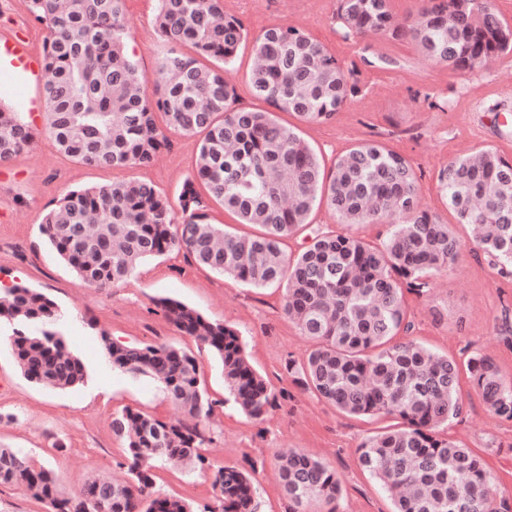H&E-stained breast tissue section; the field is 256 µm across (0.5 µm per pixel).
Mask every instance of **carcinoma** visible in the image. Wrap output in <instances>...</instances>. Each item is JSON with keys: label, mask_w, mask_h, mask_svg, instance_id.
Masks as SVG:
<instances>
[{"label": "carcinoma", "mask_w": 512, "mask_h": 512, "mask_svg": "<svg viewBox=\"0 0 512 512\" xmlns=\"http://www.w3.org/2000/svg\"><path fill=\"white\" fill-rule=\"evenodd\" d=\"M125 2L28 0L33 19L48 30L43 128L59 152L83 164L148 167L169 146L161 114L170 130L203 134L195 172L176 207L144 182L70 191L39 224L43 240L97 290L118 287L142 262L175 249L249 288L284 289V313L313 343L301 363L288 364L293 381L352 417L397 421L358 448L360 465L394 512H512V499L497 494L484 460L445 432L464 412L461 370L502 421H512V380L489 356L473 352L461 365L416 342L404 301L407 294L425 296L469 245L512 276V159L489 147L440 169L438 187L456 216L450 224L417 208V172L385 138L359 142L328 168L297 128L278 122L281 111L329 123L362 92L358 71L307 32L274 27L255 39L249 81L268 108L244 109L225 71L248 31L224 0H158L156 29L168 50L150 77L128 53ZM391 2L338 0L335 19L344 37L409 38L432 62L462 72L512 53V26L492 0H420L416 15L402 20ZM183 45L194 55L176 51ZM148 82L151 96L144 92ZM33 141V123L0 107V164ZM210 198L260 233L238 236L210 223ZM323 203L338 224L386 223L388 231L372 242L314 228L297 255L285 256L282 241L309 225ZM155 304L219 357L229 393L247 416L261 419L285 397L251 366L237 330L175 299ZM64 321L44 293L0 289V324L11 327L12 353L29 381L60 390L84 382L85 365L63 337ZM101 340L112 368L153 378L191 421L169 424L125 409L112 419V431L126 440L128 480L97 475L69 496L45 466L1 446L0 486L28 491L50 512H191L155 490L152 462L208 465L209 438L196 419L210 416L213 404L197 359L172 346L116 343L104 331ZM279 471L289 512H336L341 488L326 463L290 451ZM212 486L219 512H258L251 472L221 466Z\"/></svg>", "instance_id": "carcinoma-1"}]
</instances>
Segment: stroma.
I'll use <instances>...</instances> for the list:
<instances>
[{"label": "stroma", "mask_w": 512, "mask_h": 512, "mask_svg": "<svg viewBox=\"0 0 512 512\" xmlns=\"http://www.w3.org/2000/svg\"><path fill=\"white\" fill-rule=\"evenodd\" d=\"M235 2L250 35L226 72L239 106L261 105L249 82L250 41L272 27L308 32L341 63L359 71L366 92L352 98L332 123L303 125L291 113L278 115L282 124L299 126L325 163L374 134L389 135L390 145L416 169L418 207L449 221L453 214L438 188L439 169L486 146L512 158V133L503 127L504 120L512 121V94L497 89L501 70L512 66V54L459 74L424 58L408 39H343L334 20L336 0ZM157 8V0H126L125 5L128 47L148 74L164 51L155 27ZM17 31L27 37L34 55L43 54L47 32L31 18L27 0H0V37ZM370 50L402 57L403 63L372 68L364 61ZM428 94L446 99L447 108L428 109ZM0 104L25 114L43 111V85L0 70ZM169 139L170 148L155 165L113 169L65 157L40 132L30 149L0 165V283H20L55 301L67 317L68 343L87 370L84 383L73 389L32 383L13 358L10 328L0 329V446L28 452L53 471L67 494L76 492L93 470L127 479L125 443L112 431L113 415L131 408L175 423L185 414L153 379L113 369L101 337L106 334L127 344L174 345L197 359L203 385L215 402L212 417L200 423L210 438L205 450L210 467L158 466L153 470L156 490L185 500L192 512H205L215 503L213 468L252 467L260 512H288L277 457L299 450L335 471L341 485L338 512H392L390 498L362 468L357 454L363 437L383 422L348 416L293 383L288 364L306 357L312 344L285 315L282 289L244 287L174 250L143 262L120 287L97 291L82 284L42 239L44 214L72 190L131 180L176 197L195 169L201 138L173 133ZM162 297L236 328L251 365L273 391L288 392V400L263 419L244 415L224 388L220 359L168 321L155 304ZM405 302L414 339L460 361L471 352H483L512 379V278L501 277L482 252L464 250L454 269L436 279L429 295H409ZM460 391L464 416L449 424L448 434L478 453L498 490L512 497V422L494 418L468 378H461Z\"/></svg>", "instance_id": "obj_1"}]
</instances>
